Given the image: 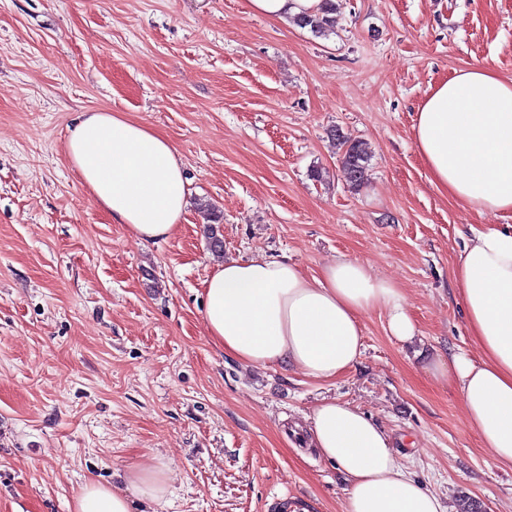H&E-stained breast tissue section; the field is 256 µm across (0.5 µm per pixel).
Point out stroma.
<instances>
[{"label": "stroma", "mask_w": 512, "mask_h": 512, "mask_svg": "<svg viewBox=\"0 0 512 512\" xmlns=\"http://www.w3.org/2000/svg\"><path fill=\"white\" fill-rule=\"evenodd\" d=\"M334 18L318 36L248 0H0V512H72L86 481L120 489L143 465L169 489L134 512H344V476L304 433L326 398L384 428L448 512L466 496L512 512V469L430 370L478 359L453 269L471 228L512 214L448 198L413 135L457 72L512 78V0H336ZM97 110L177 148L170 237H133L71 167L69 132ZM335 130L368 148L360 186ZM254 256L310 275L364 263L401 288L417 339L391 338L377 308L336 380L241 363L208 335L203 288Z\"/></svg>", "instance_id": "obj_1"}]
</instances>
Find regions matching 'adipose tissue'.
I'll return each instance as SVG.
<instances>
[{"label":"adipose tissue","mask_w":512,"mask_h":512,"mask_svg":"<svg viewBox=\"0 0 512 512\" xmlns=\"http://www.w3.org/2000/svg\"><path fill=\"white\" fill-rule=\"evenodd\" d=\"M433 182L476 212L512 213V80L477 64L424 100L414 125ZM66 155L92 198L142 240L168 238L185 211L184 174L164 137L118 112H88L70 131ZM454 278L479 361L452 356L436 367L456 379L469 424L500 465L512 467V224L472 229ZM214 343L242 363L296 368L332 381L362 354L363 316L387 312L390 335L415 338L403 294L363 263L342 258L316 275L254 257L219 265L204 288ZM313 448L348 480L345 512H447L443 499L400 464L392 438L350 404L323 400L306 430ZM168 478L133 469L124 489L90 482L74 512H131L134 499L162 500Z\"/></svg>","instance_id":"obj_1"}]
</instances>
